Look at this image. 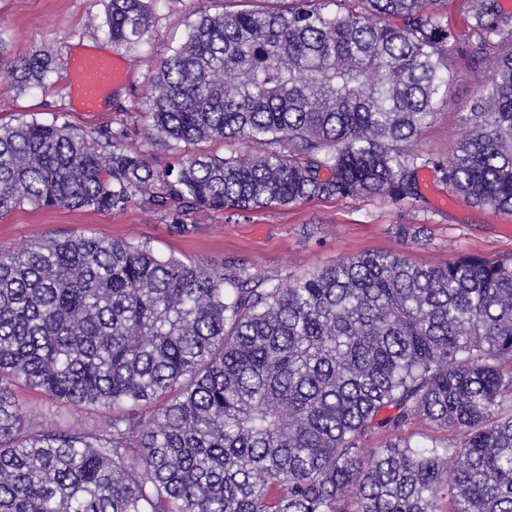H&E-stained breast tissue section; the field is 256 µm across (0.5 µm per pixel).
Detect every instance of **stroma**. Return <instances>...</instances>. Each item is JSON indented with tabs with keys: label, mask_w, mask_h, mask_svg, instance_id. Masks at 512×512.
Returning a JSON list of instances; mask_svg holds the SVG:
<instances>
[{
	"label": "stroma",
	"mask_w": 512,
	"mask_h": 512,
	"mask_svg": "<svg viewBox=\"0 0 512 512\" xmlns=\"http://www.w3.org/2000/svg\"><path fill=\"white\" fill-rule=\"evenodd\" d=\"M107 0H0V123L60 116L79 131L102 130L126 122L128 148L144 154L156 172L176 161L175 151L148 142L139 119L143 101L161 61L185 36L201 0H158L155 19L139 40L110 44L103 31ZM102 45L123 59L127 78L112 91V106L76 111L69 94L67 63L85 44ZM48 58L54 71L39 87H16L9 74L14 58ZM456 81L424 128V155L448 161L460 134V117L479 86L465 55L455 62ZM418 199L386 201L373 197L313 199L255 213L211 212L185 216L177 230L173 214L133 196L120 211L21 205L0 219V251L13 252L42 239L85 234L102 240L149 245L233 274L245 269L283 284L336 261L371 253L396 254L422 265H440L465 256L493 258L512 253V213L496 212L458 196L433 167L417 175ZM17 398L36 420H55L87 429L107 419L109 410L74 412L50 402L40 391L18 388Z\"/></svg>",
	"instance_id": "1"
}]
</instances>
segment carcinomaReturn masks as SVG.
I'll list each match as a JSON object with an SVG mask.
<instances>
[{
	"mask_svg": "<svg viewBox=\"0 0 512 512\" xmlns=\"http://www.w3.org/2000/svg\"><path fill=\"white\" fill-rule=\"evenodd\" d=\"M154 0H108L109 39ZM199 12L153 78L147 135L185 152L157 174L127 129L0 124V218L23 203L186 212L449 189L512 212V15L472 0L466 55L490 71L452 159L418 148L455 79L443 0H262ZM51 61L11 66L42 85ZM262 152L190 153L213 140ZM288 141V153L274 146ZM24 384L90 430L31 421ZM159 399L156 413L136 411ZM423 421L448 432L419 442ZM373 428L399 433L380 448ZM512 512V254L421 266L338 261L288 285L82 235L0 253V512Z\"/></svg>",
	"mask_w": 512,
	"mask_h": 512,
	"instance_id": "obj_1",
	"label": "carcinoma"
}]
</instances>
